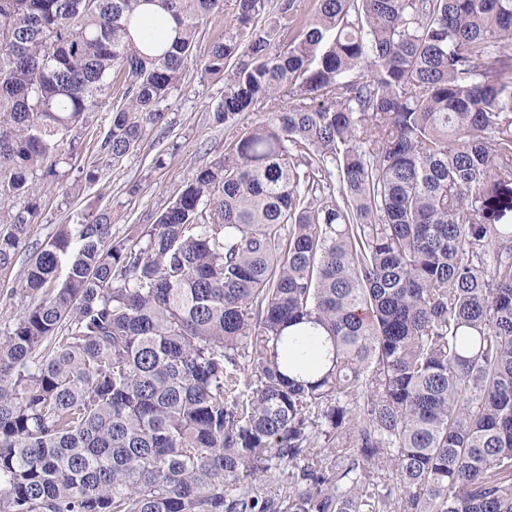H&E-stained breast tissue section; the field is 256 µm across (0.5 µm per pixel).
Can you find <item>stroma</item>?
<instances>
[{"mask_svg": "<svg viewBox=\"0 0 512 512\" xmlns=\"http://www.w3.org/2000/svg\"><path fill=\"white\" fill-rule=\"evenodd\" d=\"M224 26L220 19L202 25L193 63L182 84L161 104L165 114L162 128L147 131L139 147L118 165H102L99 153L109 128L108 113H96L78 130L81 149L73 159L59 164L58 182L36 183L39 218L32 229L33 241L46 242L58 225L86 223L105 209L114 215V240L136 239L140 225L151 223L156 213L177 197L194 166L223 154L227 134L223 126L212 122L210 113L224 96V84L208 78L198 63L222 37ZM97 163L102 166L98 181L76 192L86 170ZM24 266L20 259L0 270V336L13 329L28 303L26 297L13 291Z\"/></svg>", "mask_w": 512, "mask_h": 512, "instance_id": "1", "label": "stroma"}]
</instances>
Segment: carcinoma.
I'll return each instance as SVG.
<instances>
[{
	"instance_id": "cac0c4a2",
	"label": "carcinoma",
	"mask_w": 512,
	"mask_h": 512,
	"mask_svg": "<svg viewBox=\"0 0 512 512\" xmlns=\"http://www.w3.org/2000/svg\"><path fill=\"white\" fill-rule=\"evenodd\" d=\"M225 7L0 0V512H512V0H234L224 154L134 241H31L72 133L110 104L133 152ZM25 256L5 270H0V336L7 335L18 320L23 308L28 304L29 297L12 292V288L23 277Z\"/></svg>"
}]
</instances>
